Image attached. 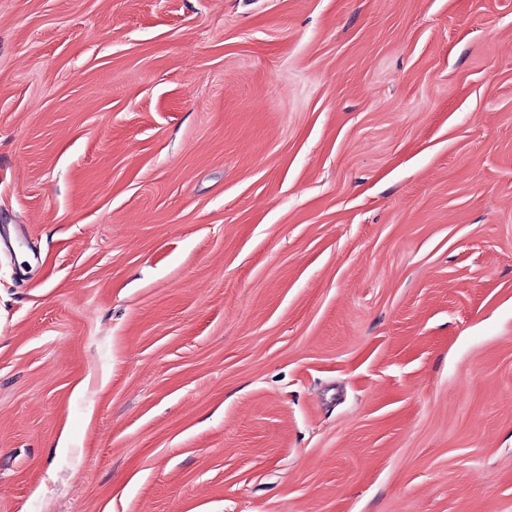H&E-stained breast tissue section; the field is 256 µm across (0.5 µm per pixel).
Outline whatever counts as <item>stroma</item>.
I'll list each match as a JSON object with an SVG mask.
<instances>
[{"label":"stroma","mask_w":512,"mask_h":512,"mask_svg":"<svg viewBox=\"0 0 512 512\" xmlns=\"http://www.w3.org/2000/svg\"><path fill=\"white\" fill-rule=\"evenodd\" d=\"M0 512H512V0H0Z\"/></svg>","instance_id":"obj_1"}]
</instances>
